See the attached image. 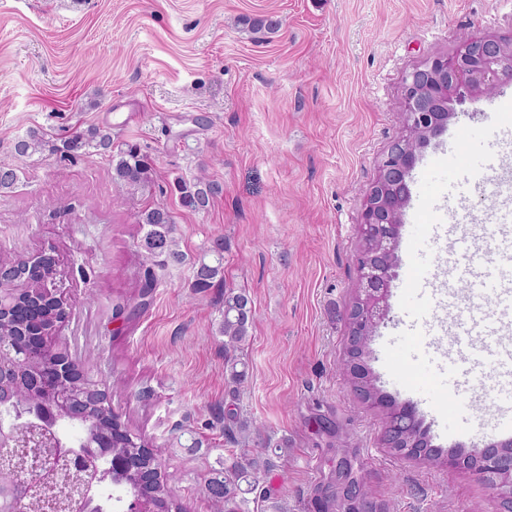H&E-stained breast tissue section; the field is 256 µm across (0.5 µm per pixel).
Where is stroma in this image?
<instances>
[{"instance_id":"35a3bbf8","label":"stroma","mask_w":512,"mask_h":512,"mask_svg":"<svg viewBox=\"0 0 512 512\" xmlns=\"http://www.w3.org/2000/svg\"><path fill=\"white\" fill-rule=\"evenodd\" d=\"M268 17L277 31L252 29ZM487 32L512 37V0H0V159L27 128L61 138L95 124L111 127L114 144L137 145L154 170L152 188L131 197L106 157L28 162L19 187L0 196V256L48 246L61 254L75 277L61 341L71 354L95 355V380L126 382L112 407L164 447L161 467L175 474L186 512H209L211 468L240 452L218 410L246 419L250 447L273 462L245 512H336L352 476L378 512H497L470 473L383 448L381 410L359 400L339 368L366 191L401 133L403 78L430 53ZM457 110L448 128L462 145L499 157L495 137L470 129L488 112L512 124V101L496 95ZM202 171L221 191L197 214L167 187ZM153 201L169 207L189 261L154 267L156 287L138 312L146 270L137 216ZM218 240L224 279L194 290L190 262ZM418 250L444 279L450 253L477 244L455 234ZM396 254L390 319L371 343L378 388L414 407L437 447L469 449L440 426L463 402L471 426L497 440L486 425L512 419V400L482 378L463 391L446 386L423 354L432 346L441 360L460 361L448 307L466 310L468 289L436 291L438 333L392 337L395 321L421 306L400 297L404 248ZM232 288L246 290L254 310L239 354L247 376L235 392L216 333ZM119 306L130 312L122 324ZM398 373L431 383L427 408L399 392Z\"/></svg>"}]
</instances>
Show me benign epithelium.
<instances>
[{"mask_svg":"<svg viewBox=\"0 0 512 512\" xmlns=\"http://www.w3.org/2000/svg\"><path fill=\"white\" fill-rule=\"evenodd\" d=\"M512 83V39L495 34L462 40L446 55L432 54L404 78L401 97L402 134L387 148L376 178L366 192L362 216L361 246L355 255L358 273L356 299L347 313L348 341L342 371L355 395L368 404L392 413L383 427L384 447L411 459L429 460L425 442L413 436L417 417L410 406L398 405L378 391L367 399L369 387V345L379 325L389 318L390 289L403 215L411 201L409 173L422 152L439 137L457 116L455 105L468 98H490ZM48 270L33 269L31 277L14 285V295L38 288L48 294L53 306V327L31 340L14 336L0 338V408H16L10 423L0 421V471L7 469L23 479L24 500L44 502L43 484L58 471V465L84 474L78 498L69 503L74 512L77 499L96 505V512H112L110 498L101 493L103 482L114 471L127 474L138 485L122 512H166L163 501L152 490L154 473L122 453H114L108 466L86 469L93 439L72 442L57 425L45 423L41 406L49 403L57 421H89L93 407L64 387V378L92 391L90 374L69 363L49 368L44 358L56 353L58 333L68 318L70 270L53 247L37 253ZM13 317L40 320L45 301L17 300L10 309ZM441 462L468 471L491 489L499 512H512V440L489 442L470 450L466 458L452 454ZM22 500V501H24ZM22 501L13 482L0 481V512H22Z\"/></svg>","mask_w":512,"mask_h":512,"instance_id":"7a95c632","label":"benign epithelium"}]
</instances>
